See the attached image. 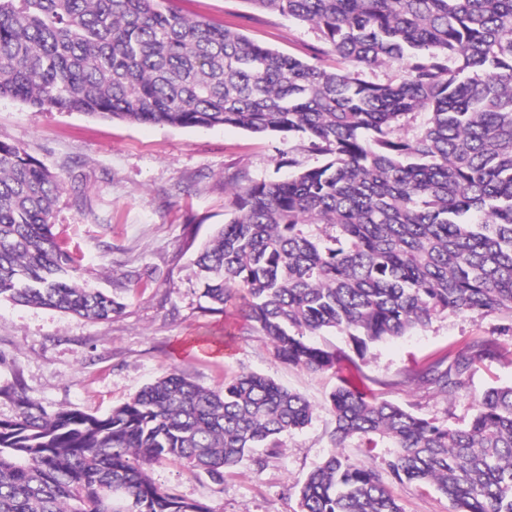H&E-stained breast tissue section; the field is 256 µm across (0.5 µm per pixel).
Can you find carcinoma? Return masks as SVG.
<instances>
[{
    "label": "carcinoma",
    "instance_id": "carcinoma-1",
    "mask_svg": "<svg viewBox=\"0 0 512 512\" xmlns=\"http://www.w3.org/2000/svg\"><path fill=\"white\" fill-rule=\"evenodd\" d=\"M247 2L314 26L316 55L283 54L170 0H0V100L305 138L323 164L233 187L230 218L197 259L209 310L242 307L280 359L354 365L330 394L333 449L300 487L299 512H403L387 477L435 489L452 512H512V384L472 392L494 337L377 381L450 404L470 395L463 419L375 396L354 360L442 314L512 320V0ZM388 61L403 66L397 82L356 73ZM63 184L0 141V298L109 322L123 304L81 283L52 232ZM324 332L354 355L312 342ZM15 403L0 419V512H213L146 466L177 461L221 483L313 419L304 397L258 373L220 389L172 373L105 417ZM352 440L360 459L345 453Z\"/></svg>",
    "mask_w": 512,
    "mask_h": 512
}]
</instances>
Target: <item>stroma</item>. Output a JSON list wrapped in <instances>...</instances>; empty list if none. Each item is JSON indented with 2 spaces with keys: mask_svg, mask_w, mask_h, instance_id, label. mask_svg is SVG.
<instances>
[{
  "mask_svg": "<svg viewBox=\"0 0 512 512\" xmlns=\"http://www.w3.org/2000/svg\"><path fill=\"white\" fill-rule=\"evenodd\" d=\"M183 13L237 30L279 52L308 60L318 31L249 0H176ZM0 140L17 144L64 179L53 214L59 245L77 257L89 287L125 305L108 324L58 310L0 299V418L15 411L7 387L47 411L78 409L104 416L146 385L178 371L206 388L260 373L301 394L314 418L283 436L272 452L254 449L225 473L222 484L180 463L148 474L213 512H297L296 492L332 448L329 395L349 367L318 373L277 358L272 343L236 309L207 311L195 259L229 218V187L273 180L322 164L304 138L260 136L239 128H169L97 119L72 112H34L0 101ZM501 316L448 315L427 328L372 346L361 364L372 379L395 377L412 365L479 336L496 337L498 359L478 369L475 390L512 384V331ZM379 397L416 414L464 416L470 400L447 402L421 385H379ZM404 512H448V500L414 483L391 484Z\"/></svg>",
  "mask_w": 512,
  "mask_h": 512,
  "instance_id": "stroma-1",
  "label": "stroma"
}]
</instances>
